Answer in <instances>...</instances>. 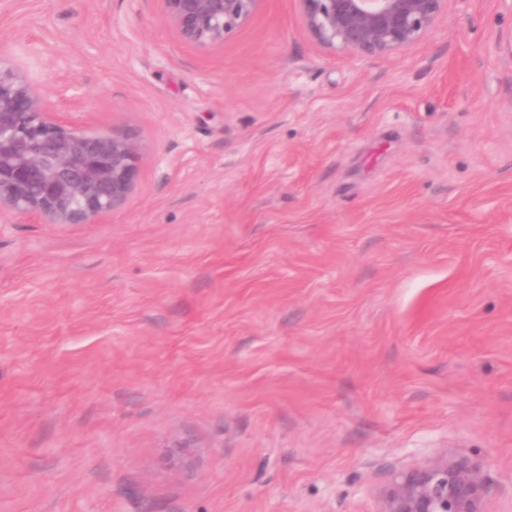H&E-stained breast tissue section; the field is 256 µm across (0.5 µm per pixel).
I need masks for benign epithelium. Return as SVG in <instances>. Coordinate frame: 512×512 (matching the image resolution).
<instances>
[{
  "instance_id": "benign-epithelium-1",
  "label": "benign epithelium",
  "mask_w": 512,
  "mask_h": 512,
  "mask_svg": "<svg viewBox=\"0 0 512 512\" xmlns=\"http://www.w3.org/2000/svg\"><path fill=\"white\" fill-rule=\"evenodd\" d=\"M184 43L224 45L264 0H160ZM302 24L332 52L388 57L417 43L448 0H299ZM141 148L132 138L85 133L62 121L42 89L0 59V215L43 224H94L124 207L139 183ZM382 512H486L478 466L438 454L397 473Z\"/></svg>"
}]
</instances>
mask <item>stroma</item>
I'll use <instances>...</instances> for the list:
<instances>
[{
  "mask_svg": "<svg viewBox=\"0 0 512 512\" xmlns=\"http://www.w3.org/2000/svg\"><path fill=\"white\" fill-rule=\"evenodd\" d=\"M0 57L142 148L101 223L0 217V512H380L441 452L512 512V0L381 58L0 0Z\"/></svg>",
  "mask_w": 512,
  "mask_h": 512,
  "instance_id": "1",
  "label": "stroma"
}]
</instances>
